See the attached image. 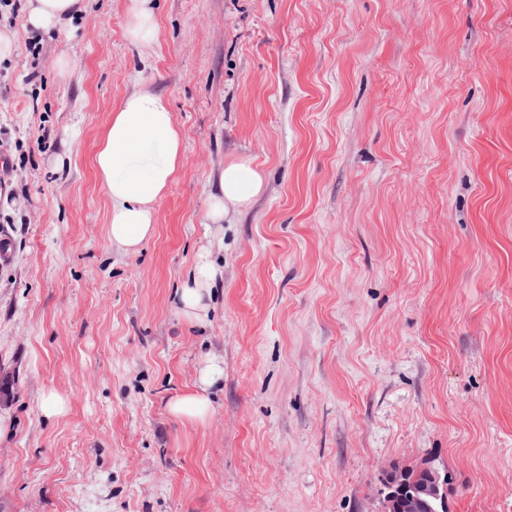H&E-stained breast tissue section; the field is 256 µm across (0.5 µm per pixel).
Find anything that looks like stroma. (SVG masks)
<instances>
[{
  "label": "stroma",
  "mask_w": 512,
  "mask_h": 512,
  "mask_svg": "<svg viewBox=\"0 0 512 512\" xmlns=\"http://www.w3.org/2000/svg\"><path fill=\"white\" fill-rule=\"evenodd\" d=\"M154 3L149 48L129 0L67 34L0 8V512H382L416 467L448 512H512V0ZM134 89L184 160L127 256L92 160ZM239 157L264 190L209 223ZM204 249L197 326L173 302ZM209 354L213 412L183 423ZM154 0H130L128 6V39L139 46L152 45L158 36V25L153 9ZM222 373L220 361L216 357H206L193 387L169 403V413L184 423L204 422L212 413L207 392L218 382Z\"/></svg>",
  "instance_id": "35a3bbf8"
}]
</instances>
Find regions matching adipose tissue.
<instances>
[{
  "instance_id": "ef3b65f1",
  "label": "adipose tissue",
  "mask_w": 512,
  "mask_h": 512,
  "mask_svg": "<svg viewBox=\"0 0 512 512\" xmlns=\"http://www.w3.org/2000/svg\"><path fill=\"white\" fill-rule=\"evenodd\" d=\"M25 8L31 27L63 30L84 13L85 4L84 0H26ZM126 34L139 46L156 41L153 0H130ZM182 159V135L168 98L147 90L126 94L102 132L94 156L95 173L109 201L108 236L116 251L137 254L155 235L156 206ZM264 184L263 171L251 160H230L209 196L211 223H221L230 213L245 209L262 193ZM216 279V267L208 254H201L175 298V307L185 321H206ZM222 373L217 358H205L193 387L169 403L170 414L189 424L204 422L212 412L207 392Z\"/></svg>"
}]
</instances>
